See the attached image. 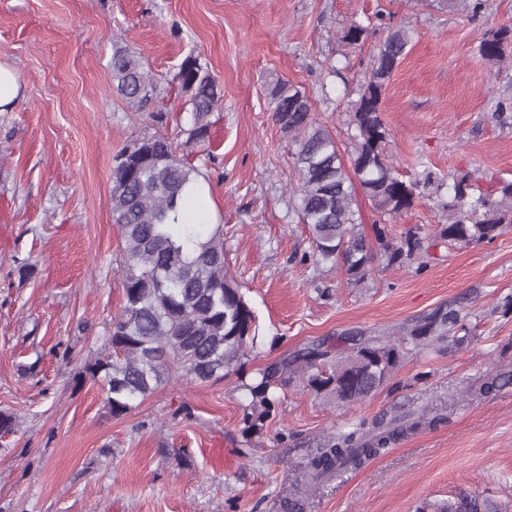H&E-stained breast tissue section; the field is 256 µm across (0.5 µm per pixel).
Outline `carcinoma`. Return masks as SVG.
I'll return each mask as SVG.
<instances>
[{
  "label": "carcinoma",
  "instance_id": "carcinoma-1",
  "mask_svg": "<svg viewBox=\"0 0 512 512\" xmlns=\"http://www.w3.org/2000/svg\"><path fill=\"white\" fill-rule=\"evenodd\" d=\"M412 43L408 30L395 28L379 45L354 103L356 147L349 169L328 128L313 120L310 101L300 98V90L279 83L270 91L273 118L297 145L293 159L299 183L292 190V208L312 236L313 258L342 264L347 280L354 283L368 278L378 257L388 266H404L427 252L417 227L397 236L378 224L373 227L375 242H370L358 230L353 208L357 185L375 210L397 216L412 209L432 184L429 174L405 180L387 162L390 130L381 118L382 96ZM510 46L512 28L501 27L487 34L481 53L496 61ZM176 79L190 106L188 123L177 135L185 137L187 148H205L211 115L224 91L193 55L184 58ZM112 83L138 107L157 90L143 61L118 48L112 54ZM177 150L174 139L158 133L123 149L112 170L110 206L126 267L124 304L107 336L112 353L86 366L89 377L103 388L112 416L133 411L172 369L201 384L236 376L250 398L242 417L247 442L264 433L278 409L277 390L297 378L306 390L338 403L360 402L376 393L401 358L400 344L383 335H362L342 350L314 344L247 377L242 359L256 348L255 316L225 268L223 230L170 222L187 186L201 177ZM452 191L444 203L448 223L441 225L434 244L490 242L502 224L512 223V181L484 189L471 173L460 172L453 176ZM463 329L457 310L440 309L408 328L406 335L432 345ZM426 420L424 413L413 419L384 415L331 436L308 459L305 476L316 483L339 470L358 469Z\"/></svg>",
  "mask_w": 512,
  "mask_h": 512
}]
</instances>
